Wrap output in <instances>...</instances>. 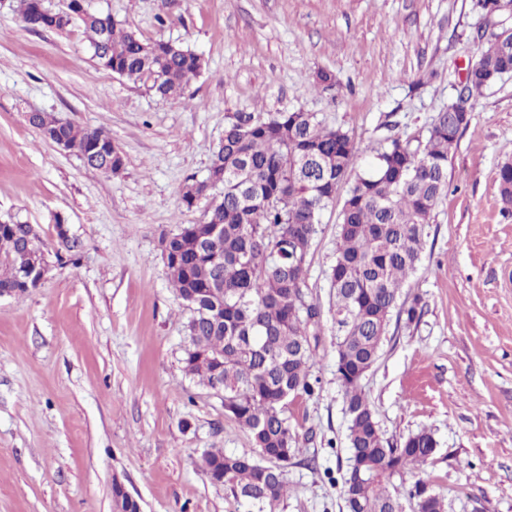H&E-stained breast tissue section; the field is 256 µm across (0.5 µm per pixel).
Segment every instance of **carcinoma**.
I'll return each mask as SVG.
<instances>
[{"mask_svg":"<svg viewBox=\"0 0 512 512\" xmlns=\"http://www.w3.org/2000/svg\"><path fill=\"white\" fill-rule=\"evenodd\" d=\"M21 20L33 30L62 31L43 0H17ZM486 16L512 14V0H475ZM92 58L105 70L141 82L156 96L180 92L205 67L203 54L183 43L145 41L118 28L111 15L83 11ZM477 60L468 66L457 99L435 118L426 138L395 137L362 170L360 151L340 127L301 110L228 116L224 139L208 175L191 178L181 201L191 209L208 201L202 221L162 236L160 247L176 298L190 311L181 363L189 377L224 392V415L250 434L253 450L203 456L218 481L248 512H275L287 494L286 469L296 453L285 416L288 399L313 392L308 337L319 335L320 310L309 299L305 273L322 212L340 185L354 180L339 214L333 288L336 378L348 412V466L343 493L348 512H399L388 490L396 476L412 473L434 455V435L421 430L394 448L380 440L375 412L361 383L375 363L392 314L420 321L419 299H401L406 278L420 262L425 227L448 187V158L470 123L468 101L512 73V32L483 30ZM29 122L89 167L116 174L122 152L94 151L100 134L63 124L46 112ZM499 193L512 205V161L501 164ZM45 245L31 225L0 221V289L21 293L43 277L37 265ZM416 512H444L430 483L408 489ZM113 512H138L119 484Z\"/></svg>","mask_w":512,"mask_h":512,"instance_id":"cac0c4a2","label":"carcinoma"}]
</instances>
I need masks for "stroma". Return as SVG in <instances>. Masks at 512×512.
<instances>
[{
  "instance_id": "stroma-1",
  "label": "stroma",
  "mask_w": 512,
  "mask_h": 512,
  "mask_svg": "<svg viewBox=\"0 0 512 512\" xmlns=\"http://www.w3.org/2000/svg\"><path fill=\"white\" fill-rule=\"evenodd\" d=\"M148 41L203 53L180 98L102 69L81 23L33 31L0 0V220L57 223L80 243L25 295L0 298V512H112L121 482L141 512H245L202 462L250 451L221 395L181 364L190 315L170 287L160 238L199 222L187 177L204 178L228 115L301 109L342 127L363 154L423 136L458 95L486 21L474 0H85ZM336 77L314 89L317 71ZM448 159V190L404 288L419 324L391 320L362 381L392 446L427 430L422 468L446 512H512V207L498 170L512 160V75L472 98ZM47 112L104 130L118 174L87 167L29 124ZM340 204L322 215L307 292L328 308ZM312 394L286 407L297 454L275 512H347V415L330 319L313 351Z\"/></svg>"
}]
</instances>
